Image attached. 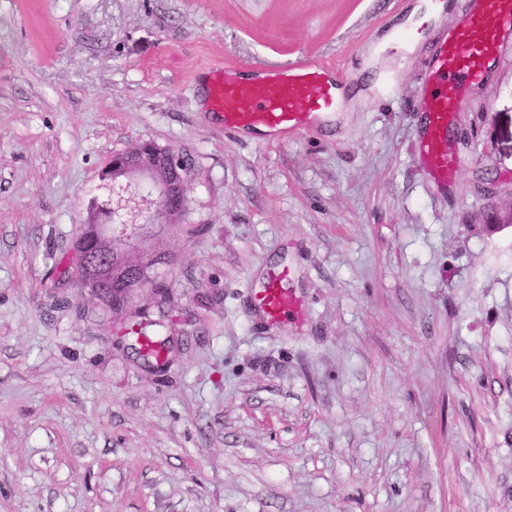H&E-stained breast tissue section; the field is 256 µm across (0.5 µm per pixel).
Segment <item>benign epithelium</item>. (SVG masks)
Wrapping results in <instances>:
<instances>
[{"label": "benign epithelium", "mask_w": 512, "mask_h": 512, "mask_svg": "<svg viewBox=\"0 0 512 512\" xmlns=\"http://www.w3.org/2000/svg\"><path fill=\"white\" fill-rule=\"evenodd\" d=\"M102 179L112 199L97 205L104 220L88 223L75 240L74 276L82 280L89 270L111 274L112 306H123L150 270L137 258L145 230L174 223L187 207V165L179 151L143 141L112 155ZM143 191L142 207L127 208L128 198Z\"/></svg>", "instance_id": "benign-epithelium-1"}]
</instances>
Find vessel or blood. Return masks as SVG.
<instances>
[{"label":"vessel or blood","mask_w":512,"mask_h":512,"mask_svg":"<svg viewBox=\"0 0 512 512\" xmlns=\"http://www.w3.org/2000/svg\"><path fill=\"white\" fill-rule=\"evenodd\" d=\"M512 40V0H471L424 65L422 133L417 160L427 179L453 183L457 160L448 146V125L467 87L481 82ZM342 83L324 64L299 60L248 74L232 67L214 73L209 102L225 133L263 131L270 136L300 134L329 122L340 106ZM289 268L270 270L254 301L268 322L303 321V305L286 283Z\"/></svg>","instance_id":"obj_1"}]
</instances>
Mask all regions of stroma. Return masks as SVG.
<instances>
[{"instance_id": "1", "label": "stroma", "mask_w": 512, "mask_h": 512, "mask_svg": "<svg viewBox=\"0 0 512 512\" xmlns=\"http://www.w3.org/2000/svg\"><path fill=\"white\" fill-rule=\"evenodd\" d=\"M411 0H0V512H512V45L469 88L455 184L415 160ZM316 59L355 109L226 136L200 77ZM400 71L396 97L379 76ZM180 150L189 204L131 294L165 365L48 285L112 154ZM292 268L303 326L253 294Z\"/></svg>"}]
</instances>
